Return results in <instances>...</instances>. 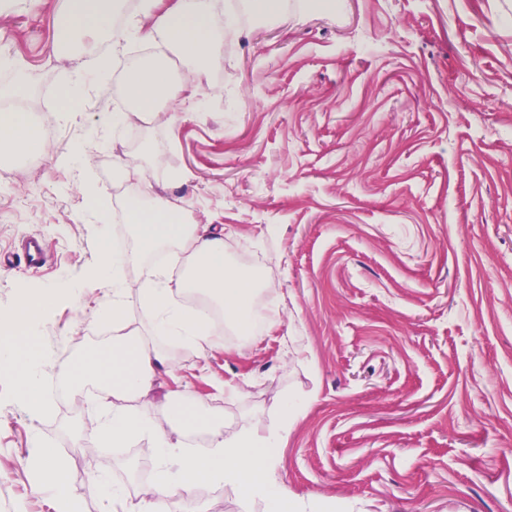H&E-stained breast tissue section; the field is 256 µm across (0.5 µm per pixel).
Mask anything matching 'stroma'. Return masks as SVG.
<instances>
[{
  "mask_svg": "<svg viewBox=\"0 0 512 512\" xmlns=\"http://www.w3.org/2000/svg\"><path fill=\"white\" fill-rule=\"evenodd\" d=\"M221 44L214 80L191 100L189 66L159 118L93 133L124 109L126 59L144 54L112 25L105 87L80 114L57 88L78 49L54 53L56 0H18L0 16V88L20 85L58 139L0 157V257L25 237L48 245L37 271L0 269V313L24 293L73 282L38 331L53 364L47 408L32 414L0 372V512H48L34 491L30 441L53 448L84 512H100V462L139 503L154 470L148 440L129 448L94 432L93 382L66 375L96 343L108 301L97 265L96 189L117 246L132 243L128 198L182 206L187 223L224 227V252L258 272L278 314L249 340L231 328L200 357L154 339L175 370L151 398L117 405L170 430L161 401L196 394L231 433L266 422L287 395L308 406L278 451L277 476L322 512H512V0H343L333 14L288 0L269 21L246 0ZM90 160L86 182L61 161ZM142 174L126 177L127 165ZM241 387V395L230 387ZM210 512H261L229 486L200 483Z\"/></svg>",
  "mask_w": 512,
  "mask_h": 512,
  "instance_id": "1",
  "label": "stroma"
}]
</instances>
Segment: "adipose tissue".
<instances>
[{
    "mask_svg": "<svg viewBox=\"0 0 512 512\" xmlns=\"http://www.w3.org/2000/svg\"><path fill=\"white\" fill-rule=\"evenodd\" d=\"M159 3L160 0H139V16H152L153 23L144 27L137 19L129 21L126 38L163 43L189 62L193 74L208 73L217 59L218 27L230 31L238 28L234 9H225L224 21L219 24L215 21L216 0H175L165 9ZM122 4L123 0H58L53 48L58 52L75 46L82 49L73 78L57 91L63 111H78L88 85L101 82L108 71L109 59L100 49V37L110 28ZM170 90L171 76L165 66L146 67L137 61L128 65L124 92L137 112L153 114ZM42 142V127L29 112H0V151L32 155L40 150ZM127 219L135 231L132 251L114 249L109 232L102 228L97 231L101 262L93 275L110 295L103 316L112 324V340L98 344L82 357L81 372L83 378L95 382L98 397L105 405L95 427L101 439L117 448L140 438L153 443L156 481L140 512H175L176 508L192 504L193 489L201 480L234 487L243 500L260 503L263 512H306L302 501L276 477L274 454L287 438L291 422L304 410V400L283 398L275 421L228 434L222 425L203 420L197 397L184 393L169 408L177 430L173 436L145 414L109 406V399L117 395L152 396L159 370L168 363L147 337L128 332L124 316L131 297H138L150 310L154 335L177 337L202 355L216 345L209 331L207 311L187 308L178 298L179 291L171 288L166 270L154 269L141 284L125 278L124 269L161 246H192L189 277L182 289L203 295L220 307L237 332L249 333L257 323L274 317L273 310H262L256 304L261 280L226 258L222 228L182 223L179 205L164 198L150 203L131 201ZM69 290V283L64 281L26 296L7 314L10 328L0 332V372L15 377L22 403L33 411L43 409L48 402L41 381L51 364L49 354L36 338L37 325L53 307L56 296ZM200 429L209 434L207 447L201 451L187 447L184 435ZM33 453L37 491L50 501L53 512H82L80 500L54 454L38 440L33 443Z\"/></svg>",
    "mask_w": 512,
    "mask_h": 512,
    "instance_id": "adipose-tissue-1",
    "label": "adipose tissue"
}]
</instances>
